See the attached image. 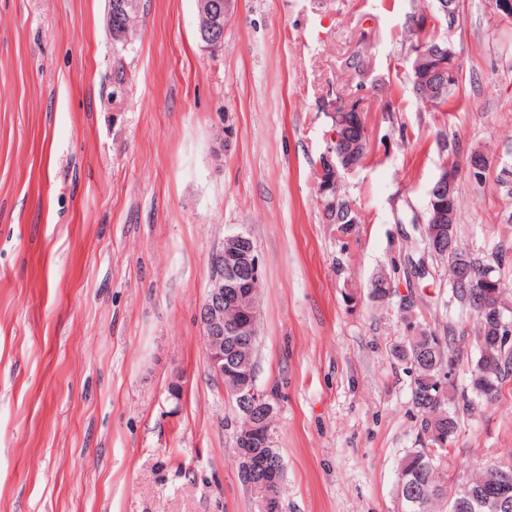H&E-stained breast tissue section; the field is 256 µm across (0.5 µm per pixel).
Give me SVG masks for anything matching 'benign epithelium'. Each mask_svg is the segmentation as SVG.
<instances>
[{
  "label": "benign epithelium",
  "mask_w": 512,
  "mask_h": 512,
  "mask_svg": "<svg viewBox=\"0 0 512 512\" xmlns=\"http://www.w3.org/2000/svg\"><path fill=\"white\" fill-rule=\"evenodd\" d=\"M198 34L206 47L224 40V15L234 0H196ZM366 124L346 126L333 141L347 139L354 145L367 139ZM333 147H328L316 168L315 176L332 172L339 177L353 167L336 166ZM209 289L199 309L201 339L213 377L224 393L237 399L248 425L236 431L237 461L243 484L256 499L258 512H277L280 497L272 495L263 472L272 465L284 469V461L273 444L274 398L265 397L255 387L254 341L258 336L259 308L255 282L261 278L259 255L250 237L236 233L224 239L222 247L210 259ZM443 436L436 432L425 442L424 458L429 464L440 463L445 456ZM482 488L475 490L465 482L456 485L458 512H506L512 507V461L489 465ZM415 483L406 475L396 484L397 512H405L414 502Z\"/></svg>",
  "instance_id": "1"
}]
</instances>
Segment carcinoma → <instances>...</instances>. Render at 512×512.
<instances>
[{"label": "carcinoma", "mask_w": 512, "mask_h": 512, "mask_svg": "<svg viewBox=\"0 0 512 512\" xmlns=\"http://www.w3.org/2000/svg\"><path fill=\"white\" fill-rule=\"evenodd\" d=\"M463 0H428V10L409 16L408 50L420 45L432 57H446L450 69L443 72H430L429 62L424 61L417 67H410L408 80L416 99L436 112L444 111L448 101L459 88L462 81L461 64L451 57L453 50L448 40L435 32L427 30L426 23L433 26L446 23L452 28L459 21ZM352 97V94L336 96L338 106L331 109L329 118L333 131L342 132L345 124H355L364 120L361 112H346L339 103ZM443 150L448 152L446 165L453 173L454 186L440 196L444 200V211L457 217L458 210V166L456 157L458 145L446 142ZM317 193L325 201L324 217L341 232H347L351 225L359 223L358 213L353 204L340 193V180L326 176L325 181H316ZM444 234L453 241L452 249L436 252L435 257L449 262L452 283L456 297L470 306L476 314V336H490L493 333L491 316L488 315L477 299L482 288H496L498 308L509 310L505 300V284L499 275L507 251L500 249L488 254L477 255L460 246L456 236L455 222L442 224ZM465 260L469 269L467 278H461L459 259ZM395 357L399 361H411L414 373L412 404L419 413L418 435L429 436L434 431H443L447 436L448 447L455 446L460 427L459 413L468 416L481 414L502 393L504 383L512 377V345L501 344L479 354L471 365L468 387L458 391L453 382L443 385L441 380L442 361L459 362L452 346H444L441 339L426 328L418 329L409 337L406 344L396 346ZM412 472L416 486V503L408 512H453L454 499L451 488L440 471L426 465L422 455L409 450L399 463L398 472Z\"/></svg>", "instance_id": "carcinoma-1"}]
</instances>
